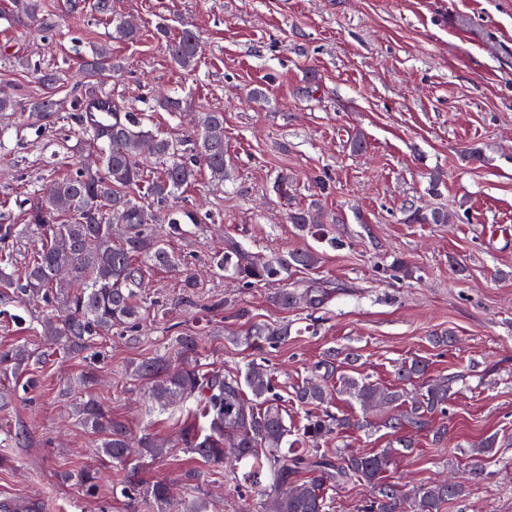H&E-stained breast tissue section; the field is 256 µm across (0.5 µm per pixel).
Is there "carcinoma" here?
Masks as SVG:
<instances>
[{"instance_id": "1", "label": "carcinoma", "mask_w": 512, "mask_h": 512, "mask_svg": "<svg viewBox=\"0 0 512 512\" xmlns=\"http://www.w3.org/2000/svg\"><path fill=\"white\" fill-rule=\"evenodd\" d=\"M112 19V38L134 42L141 34L136 20L112 16V0H65L64 16L85 12ZM12 20L49 34L53 26L44 23L40 0H11ZM174 65L184 72L195 70L200 52L196 33L183 26L172 33L169 26L156 28ZM124 62L112 56L107 44L95 46L83 56L82 80L74 87L71 109L79 111L89 90H101L113 76L124 72ZM60 73L41 74L43 92L29 103L30 111L45 118L62 107L56 98ZM186 100L163 97L154 107L164 112H182ZM88 132L101 143L95 154L74 164L71 172L55 180L42 192L29 213L32 226L48 228L49 238L28 261L19 278L0 268V304L20 305L39 299L56 312L41 320L50 345L60 352L80 356L92 344L112 331L125 329L130 343L139 341L138 320L143 271L146 267L180 268V259L168 250L157 224L168 225L172 237L187 233L210 219L184 203L173 206L182 190L197 181L207 169L210 179L224 182V113L204 112L201 131L192 144L161 136L146 128L133 112L120 107L112 111V123L90 119ZM157 165L152 178L145 175L143 158ZM414 224H450L452 217L442 208L414 209L406 214ZM288 223L310 231L323 223L316 206L288 210ZM19 235L18 225L0 224V262L11 257L10 247ZM322 255L312 248L291 250L267 257L252 256L227 237L224 251L213 257L219 272L236 278L243 287L276 278L293 270L315 269ZM329 293L318 288L281 289L277 304L288 309L302 305L319 310ZM288 337V327L255 324L245 332V340L261 352L276 347ZM200 337H174L172 351L142 361L131 375L146 385L145 399L152 409L196 404V411L182 420L180 441L186 451L204 461L224 464V480L233 484L237 496L247 501L255 494L271 503L274 512H330L333 495L355 483L372 488L358 512H440L443 503L462 496L457 483H424L405 489L385 479L397 458L414 448L413 435L425 433L435 443L448 436V426L435 425L436 417H450L448 400L457 382L454 376H428L427 361L414 358L398 368V384L384 386L372 381L358 365L354 352L335 348L324 352L315 366V375L297 386L294 398L306 409V423L300 437L291 440L288 413L274 393L273 375L264 362L254 357L234 373L205 369L195 353ZM39 357L20 345L0 354V370L20 375ZM342 396L359 406V416H339L328 409L334 397ZM375 411L384 415V426L394 436L391 446L366 452L354 448L329 450L323 440L348 430L368 427ZM81 423L100 436V453L112 463L127 466V449L153 459L166 453L164 443L150 433L135 435L122 419L112 416L94 402L81 404ZM208 420V427L199 418ZM498 439L491 435L470 449L477 457L471 468L474 481L489 478L487 461L497 455ZM139 472L128 470L123 493L131 499L143 495L162 512H207V500L173 498L168 484H143Z\"/></svg>"}]
</instances>
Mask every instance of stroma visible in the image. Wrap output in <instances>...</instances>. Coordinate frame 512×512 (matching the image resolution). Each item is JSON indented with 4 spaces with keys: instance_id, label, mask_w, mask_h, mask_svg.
<instances>
[{
    "instance_id": "obj_1",
    "label": "stroma",
    "mask_w": 512,
    "mask_h": 512,
    "mask_svg": "<svg viewBox=\"0 0 512 512\" xmlns=\"http://www.w3.org/2000/svg\"><path fill=\"white\" fill-rule=\"evenodd\" d=\"M113 8L140 23L137 42L113 39L105 20L63 21V0H43L44 18L55 25L46 41L0 18V89L18 106L0 112V224L23 227L10 273L20 274L43 242L25 225L37 190L94 148L80 113L65 108L40 120L24 106L41 93L44 70L62 75L58 95L67 97L93 44H111L125 62L106 86L113 102L146 114L162 135L192 137L200 113H223L226 178L214 185L204 175L184 191L214 220L167 246L200 285L188 290L177 273L148 268L139 344L115 334L86 358H70L40 336L39 303L0 305V350L24 345L42 356L38 387L0 375V393L10 398L0 406V455L14 460L0 467V500H13L16 512H152L123 496L125 470L98 455L96 436L81 425L75 402L93 398L134 431L170 443L166 457L141 460L144 482L208 495L212 512H239L223 464L181 448L177 412L149 409L129 370L165 352L170 325L201 336L196 358L204 367L233 371L255 355L238 335L255 323H286L288 340L263 355L296 427L302 411L293 391L330 347L356 351L383 385L415 357L428 360L430 376L465 375L449 399L447 441L435 446L417 435L386 479L467 475V449L494 434L501 448L493 476L467 483L442 512H512V0H114ZM162 23L197 31L195 71L171 62L154 35ZM256 88L265 99H253ZM157 94L185 98L187 111H152ZM359 134L366 148L355 153L350 141ZM471 148L481 161L464 160ZM435 172L443 183L434 193ZM281 175L284 198L272 190ZM314 203L341 247L289 224V206ZM411 207H443L454 221L412 224ZM228 236L255 256L311 246L323 260L244 288L208 268ZM400 263L406 272L397 271ZM314 281L335 291L326 308L276 305L279 288ZM216 298L224 306L210 310ZM443 331L455 345L434 348L430 336ZM90 366L98 383L77 386ZM67 383L76 386L70 399L60 394ZM84 469L98 472L95 495L77 482Z\"/></svg>"
}]
</instances>
